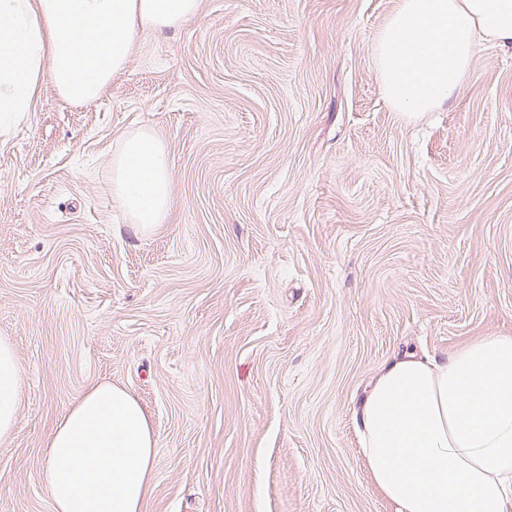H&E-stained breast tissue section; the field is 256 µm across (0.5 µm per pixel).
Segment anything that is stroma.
Here are the masks:
<instances>
[{
	"mask_svg": "<svg viewBox=\"0 0 512 512\" xmlns=\"http://www.w3.org/2000/svg\"><path fill=\"white\" fill-rule=\"evenodd\" d=\"M400 3L203 0L99 99L44 84L0 139V338L23 375L0 512H54L46 439L99 382L152 423L146 512H396L358 443L372 378L512 334V48L395 111L374 43ZM142 128L172 159L149 231L109 183Z\"/></svg>",
	"mask_w": 512,
	"mask_h": 512,
	"instance_id": "obj_1",
	"label": "stroma"
}]
</instances>
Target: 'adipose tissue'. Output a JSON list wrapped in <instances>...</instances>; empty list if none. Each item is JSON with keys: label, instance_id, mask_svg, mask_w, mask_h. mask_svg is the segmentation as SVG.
Instances as JSON below:
<instances>
[{"label": "adipose tissue", "instance_id": "1", "mask_svg": "<svg viewBox=\"0 0 512 512\" xmlns=\"http://www.w3.org/2000/svg\"><path fill=\"white\" fill-rule=\"evenodd\" d=\"M201 0H0V136L27 117L43 83L66 103L99 98L142 32L196 20ZM512 46V0H402L379 33L383 95L399 112L453 97L476 47ZM171 159L152 131L125 135L112 197L151 230L170 207ZM22 372L0 339V437L16 432ZM365 464L396 512H512V335L484 336L439 363L413 352L378 370L359 410ZM152 425L128 390L90 386L45 444L54 512H144L154 481Z\"/></svg>", "mask_w": 512, "mask_h": 512}]
</instances>
